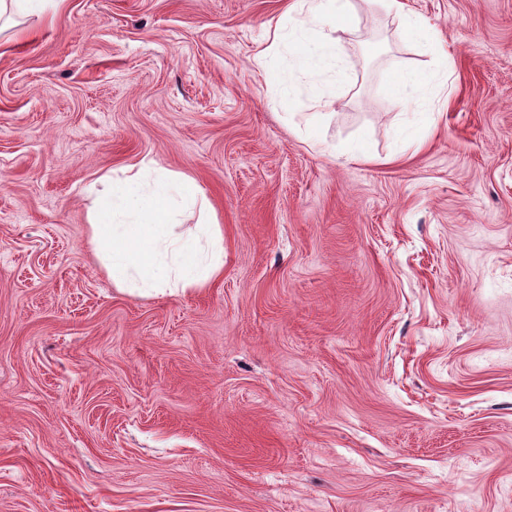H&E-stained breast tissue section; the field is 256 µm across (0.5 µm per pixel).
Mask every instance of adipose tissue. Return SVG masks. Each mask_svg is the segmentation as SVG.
I'll return each mask as SVG.
<instances>
[{
  "label": "adipose tissue",
  "mask_w": 512,
  "mask_h": 512,
  "mask_svg": "<svg viewBox=\"0 0 512 512\" xmlns=\"http://www.w3.org/2000/svg\"><path fill=\"white\" fill-rule=\"evenodd\" d=\"M299 29L277 34L292 51L293 64L280 77L282 95L296 82L336 69L333 31L351 14V0H295ZM93 198L90 228L112 281L119 288L187 291L203 288L224 268L220 225L204 220L191 235L178 232V214L204 193L188 176L171 178L154 159H142L135 173L102 177L89 186Z\"/></svg>",
  "instance_id": "adipose-tissue-1"
}]
</instances>
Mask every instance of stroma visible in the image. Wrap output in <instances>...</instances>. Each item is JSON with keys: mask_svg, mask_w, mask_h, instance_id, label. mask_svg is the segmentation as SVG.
<instances>
[{"mask_svg": "<svg viewBox=\"0 0 512 512\" xmlns=\"http://www.w3.org/2000/svg\"><path fill=\"white\" fill-rule=\"evenodd\" d=\"M63 0L0 34V512H512V0ZM433 80L393 103L398 70ZM193 178L224 272L121 291L85 186ZM293 9L304 14V20L298 30L287 34L280 31L272 47L288 40V50L294 62L287 76L279 77L282 97L292 92L295 83L301 77H310L318 72L336 70L338 58L336 44L330 33L346 22L351 14L350 0H295ZM328 31V32H327ZM365 2L399 17L403 22L402 33L405 38L431 45L432 37L427 25L420 17L407 13L401 0H366Z\"/></svg>", "mask_w": 512, "mask_h": 512, "instance_id": "1", "label": "stroma"}]
</instances>
